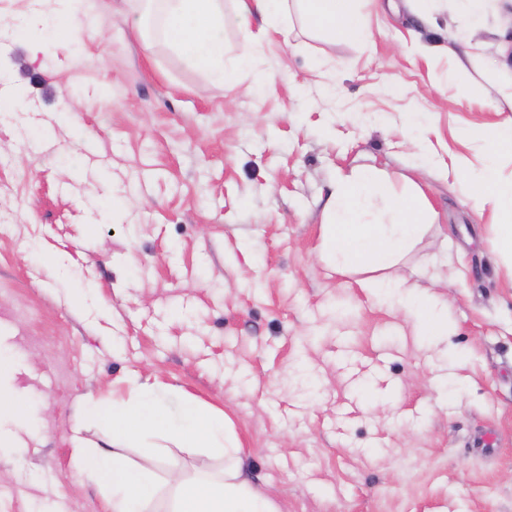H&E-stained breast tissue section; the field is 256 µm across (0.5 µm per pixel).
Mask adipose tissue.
<instances>
[{
  "label": "adipose tissue",
  "mask_w": 512,
  "mask_h": 512,
  "mask_svg": "<svg viewBox=\"0 0 512 512\" xmlns=\"http://www.w3.org/2000/svg\"><path fill=\"white\" fill-rule=\"evenodd\" d=\"M226 16L223 0H142L157 6L161 40L189 67L206 71L224 82L249 71L254 83L265 80L255 66L258 47L248 43L233 64H225L224 32L228 22L247 30L251 18L279 28L299 20L308 31L328 29L362 45L373 39L370 18L357 0H235ZM467 198L476 208L492 206L500 215L488 225L498 250L512 257V186L501 187L492 174L468 181ZM429 213L420 195L398 189L385 173L355 170L340 175L323 207L320 251L336 271L361 273L396 266L428 228ZM379 291L396 300L413 317L422 335L448 336V319L429 297L416 294L401 278L377 281ZM13 362L0 357V448L19 445L27 420L13 384ZM131 400H116L108 414L91 415L107 429L111 450L89 449L75 437L72 459L75 475L93 480L105 490L109 512H279L276 504L242 478L243 450L227 437L228 417L183 396L170 407L164 389L131 379ZM166 442L191 451L209 448L224 458L215 472L185 474L178 464L167 469L173 488L161 504L158 479L123 454L127 448H155Z\"/></svg>",
  "instance_id": "1"
}]
</instances>
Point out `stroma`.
<instances>
[{"mask_svg": "<svg viewBox=\"0 0 512 512\" xmlns=\"http://www.w3.org/2000/svg\"><path fill=\"white\" fill-rule=\"evenodd\" d=\"M395 2L358 0L369 47L253 19L258 91L146 49L140 0H86L76 36L48 15L36 53L0 34V355L32 420L0 512H105L70 475L74 426L108 447L85 399L136 374L224 410L280 512H512V259L462 182L486 164L463 130L512 120V0L462 68L460 0ZM364 168L435 213L389 274L446 305L443 341L320 257L326 195Z\"/></svg>", "mask_w": 512, "mask_h": 512, "instance_id": "stroma-1", "label": "stroma"}]
</instances>
